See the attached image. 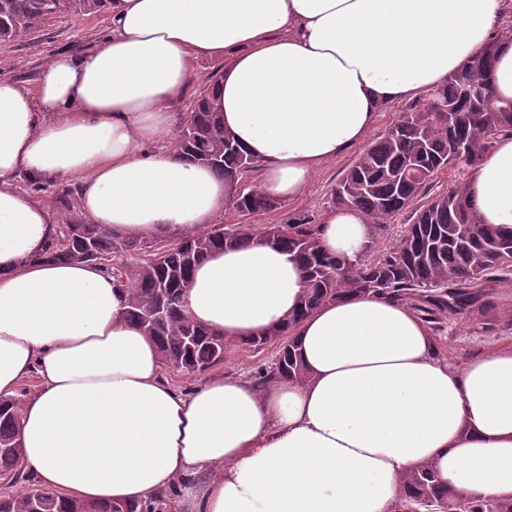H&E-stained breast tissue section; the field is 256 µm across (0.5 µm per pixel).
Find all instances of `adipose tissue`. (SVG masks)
Returning a JSON list of instances; mask_svg holds the SVG:
<instances>
[{
	"mask_svg": "<svg viewBox=\"0 0 512 512\" xmlns=\"http://www.w3.org/2000/svg\"><path fill=\"white\" fill-rule=\"evenodd\" d=\"M508 0H112V34L42 68L36 89L0 78V397L22 404L23 466L66 501L138 505L205 475L181 512H389L423 463L467 497L512 498V344L440 358L408 305L351 294L301 320L305 381L266 388L215 373L191 390L163 373L127 296L92 263L44 254L54 216L18 176L78 189L81 214L119 236L176 239L212 224L225 187L166 144L198 61L220 59L207 107L257 164L258 188L303 194L391 102L419 96L487 44L512 100ZM483 223L512 234V136L468 180ZM372 226L328 212L322 247L362 255ZM305 282L256 238L196 266L186 314L225 340L276 330Z\"/></svg>",
	"mask_w": 512,
	"mask_h": 512,
	"instance_id": "obj_1",
	"label": "adipose tissue"
}]
</instances>
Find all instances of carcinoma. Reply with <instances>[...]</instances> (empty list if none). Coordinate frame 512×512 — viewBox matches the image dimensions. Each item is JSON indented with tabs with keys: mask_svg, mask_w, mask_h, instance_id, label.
Returning <instances> with one entry per match:
<instances>
[{
	"mask_svg": "<svg viewBox=\"0 0 512 512\" xmlns=\"http://www.w3.org/2000/svg\"><path fill=\"white\" fill-rule=\"evenodd\" d=\"M112 7V0H0V43L27 38L62 14L90 15ZM495 63L490 44L446 84L409 105L397 121L336 183L330 207H354L374 230L407 210L412 224L388 249L374 253L369 241L362 257L330 254L321 248L318 229L305 221L270 225L266 240L295 256L306 288L297 313L268 336L245 342L257 349L281 340L274 362L257 372L263 388L278 379L306 377L295 345L300 320L348 294L388 296L412 306L432 322L465 311L480 312L493 287L512 280V235L481 222L468 198L467 182L429 195L438 175L458 164L479 165L498 138L512 134V101L494 94L487 74ZM175 148L190 162L205 165L224 179L225 206L242 218L226 224L219 218L207 230L158 246L138 236L119 237L79 214L73 192L63 185L60 199L76 217L60 225L47 257L57 263H97L128 290V318L157 342L165 363L187 373L204 372L222 362L226 341L184 312V296L195 267L217 248L249 245L251 224L277 208L279 201L249 187L256 162L224 130L219 113L204 98L184 119ZM139 261L130 265L127 256ZM20 403L0 399V480H25L17 439ZM0 512H155V502L135 508L68 502L46 489L0 497ZM390 512H512V500L469 498L442 483L432 465L420 464L402 478V490Z\"/></svg>",
	"mask_w": 512,
	"mask_h": 512,
	"instance_id": "carcinoma-1",
	"label": "carcinoma"
}]
</instances>
